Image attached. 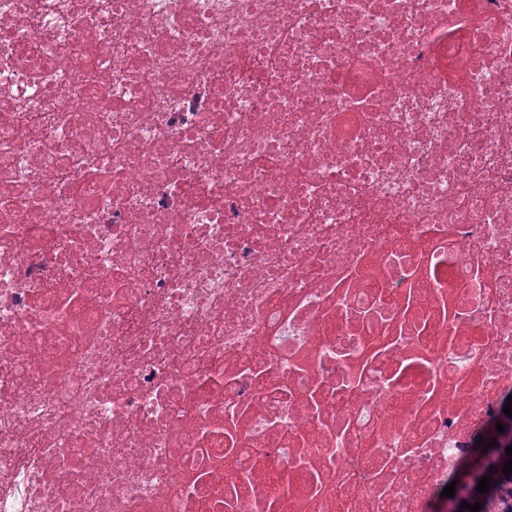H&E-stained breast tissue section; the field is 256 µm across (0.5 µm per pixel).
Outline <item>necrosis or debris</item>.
Wrapping results in <instances>:
<instances>
[{"label": "necrosis or debris", "instance_id": "1", "mask_svg": "<svg viewBox=\"0 0 512 512\" xmlns=\"http://www.w3.org/2000/svg\"><path fill=\"white\" fill-rule=\"evenodd\" d=\"M511 389L512 0H0V512H446Z\"/></svg>", "mask_w": 512, "mask_h": 512}]
</instances>
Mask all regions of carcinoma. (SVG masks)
<instances>
[{"label":"carcinoma","mask_w":512,"mask_h":512,"mask_svg":"<svg viewBox=\"0 0 512 512\" xmlns=\"http://www.w3.org/2000/svg\"><path fill=\"white\" fill-rule=\"evenodd\" d=\"M480 436L483 438V445L480 446L478 441H473L471 455L448 475V481H456V489L464 493L478 483L479 479L489 475L492 477L490 487L488 491L475 496H465L455 501L448 500V512H469L461 508V502L464 500L471 505L481 503L482 507L478 512H489V506L492 504L500 508L501 512H512V483L502 472L505 461L509 460L506 449L512 446V435L497 432L496 423L491 422L481 431ZM493 439L497 442L498 455L489 461L485 457V445Z\"/></svg>","instance_id":"cac0c4a2"}]
</instances>
